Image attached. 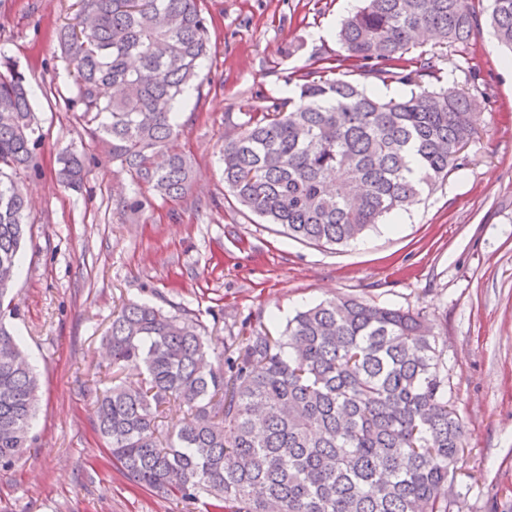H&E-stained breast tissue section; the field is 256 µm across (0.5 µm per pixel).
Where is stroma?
Wrapping results in <instances>:
<instances>
[{
  "label": "stroma",
  "instance_id": "35a3bbf8",
  "mask_svg": "<svg viewBox=\"0 0 512 512\" xmlns=\"http://www.w3.org/2000/svg\"><path fill=\"white\" fill-rule=\"evenodd\" d=\"M478 0L470 37L476 74L440 64L441 79L481 96L467 164L423 192L396 230L377 225L348 246L288 237L224 187L220 152L229 118L271 97H297L296 76L341 50L343 0H204L212 37L200 94L177 106L180 149L195 178L184 197L135 189L67 109L74 81L56 32L79 0H0V52L36 91L43 135L23 187L31 237L15 283V333L40 377L30 449L0 473V512H178L112 464L90 416L113 379L102 338L128 301L183 306L213 348L255 327L282 331L296 311L352 297L412 309L433 323L448 361L465 453L449 512H512V52L500 47ZM91 157L81 189L56 180L65 147ZM139 196L142 209L117 208Z\"/></svg>",
  "mask_w": 512,
  "mask_h": 512
}]
</instances>
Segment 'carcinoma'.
<instances>
[{
	"mask_svg": "<svg viewBox=\"0 0 512 512\" xmlns=\"http://www.w3.org/2000/svg\"><path fill=\"white\" fill-rule=\"evenodd\" d=\"M58 33L74 77L68 109L91 126L133 184L177 199L194 178L177 150L175 104L211 53L200 0H80ZM497 40L512 48V0H491ZM471 0H365L342 24L343 53L318 58L298 98L245 113L224 142V185L288 235L316 244L362 238L459 168L474 135L476 95L441 85L400 97L341 78L421 86L459 56L473 73ZM431 34L437 50L417 33ZM34 98L0 55V307L14 300L27 235L22 174L42 139ZM86 162L68 152L60 182L75 190ZM117 378L92 401L93 428L129 481L206 512H448L449 474L464 455L448 364L422 316L336 298L297 312L284 331L253 329L217 353L185 310L131 302L105 336ZM37 374L0 314V471L37 445ZM188 415L176 431L162 414Z\"/></svg>",
	"mask_w": 512,
	"mask_h": 512,
	"instance_id": "cac0c4a2",
	"label": "carcinoma"
}]
</instances>
